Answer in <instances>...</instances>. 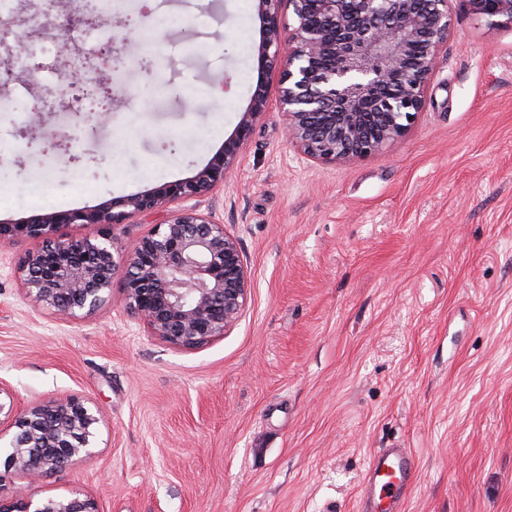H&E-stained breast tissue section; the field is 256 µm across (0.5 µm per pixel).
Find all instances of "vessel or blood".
Here are the masks:
<instances>
[{"label":"vessel or blood","mask_w":512,"mask_h":512,"mask_svg":"<svg viewBox=\"0 0 512 512\" xmlns=\"http://www.w3.org/2000/svg\"><path fill=\"white\" fill-rule=\"evenodd\" d=\"M417 457L409 448L371 452L357 512H405L416 478Z\"/></svg>","instance_id":"obj_1"}]
</instances>
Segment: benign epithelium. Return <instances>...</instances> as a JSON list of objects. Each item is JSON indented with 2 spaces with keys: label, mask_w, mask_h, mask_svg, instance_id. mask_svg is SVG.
<instances>
[{
  "label": "benign epithelium",
  "mask_w": 512,
  "mask_h": 512,
  "mask_svg": "<svg viewBox=\"0 0 512 512\" xmlns=\"http://www.w3.org/2000/svg\"><path fill=\"white\" fill-rule=\"evenodd\" d=\"M264 18L261 63L280 72L278 104L289 141L307 158L345 162L383 150L406 134L424 106L442 47L453 28L452 0H258ZM469 12L489 26L512 24V0H463ZM292 23L284 24L285 14ZM37 23L8 43L0 41V87L19 72L7 62L27 57L31 42L55 31L63 46L59 70L69 86L87 99L101 96L106 84L82 47L70 46L69 32L95 29L106 20L90 3L73 8L50 0L33 13ZM108 53L124 63L138 55V42L113 38ZM401 82V92L384 87ZM268 112L265 91L257 89L242 113L235 136L194 176L167 182L86 210L32 214L0 225V237L31 240L35 248L18 267L26 295L57 315L90 316L112 302L114 292L150 336L182 351L200 349L224 336L245 311L250 274L238 242L226 225L196 207L179 209L141 237L119 259L110 237H72L63 228L97 224L112 229L134 214L163 210L178 201L201 198L224 184L241 160L253 128ZM47 125L34 108L25 134L35 139ZM126 272L114 286L118 263ZM12 434L1 429L4 472L31 483L44 474L76 466L96 454L101 412L90 398H50L13 415ZM0 512H98L89 496L0 500Z\"/></svg>",
  "instance_id": "benign-epithelium-1"
}]
</instances>
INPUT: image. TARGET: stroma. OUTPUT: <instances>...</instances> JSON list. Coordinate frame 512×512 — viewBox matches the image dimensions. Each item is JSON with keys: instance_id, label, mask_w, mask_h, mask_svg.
Masks as SVG:
<instances>
[{"instance_id": "obj_1", "label": "stroma", "mask_w": 512, "mask_h": 512, "mask_svg": "<svg viewBox=\"0 0 512 512\" xmlns=\"http://www.w3.org/2000/svg\"><path fill=\"white\" fill-rule=\"evenodd\" d=\"M78 31L84 49L150 22ZM172 22L138 65L99 56L126 107L87 128L63 85L60 42L14 81L0 144L17 117L53 112L48 142L0 156V224L89 209L192 176L229 137L258 85L269 110L223 186L198 201L238 239L251 277L239 322L211 344L172 349L120 299L59 319L16 273L32 241L0 239V384L15 410L95 400L86 463L0 498L80 491L99 512H355L368 456L414 449L407 512H512V24L488 27L452 0L453 33L407 134L336 164L301 157L262 70L256 0H151ZM229 81L225 94L216 85ZM168 211L111 233L116 255Z\"/></svg>"}]
</instances>
